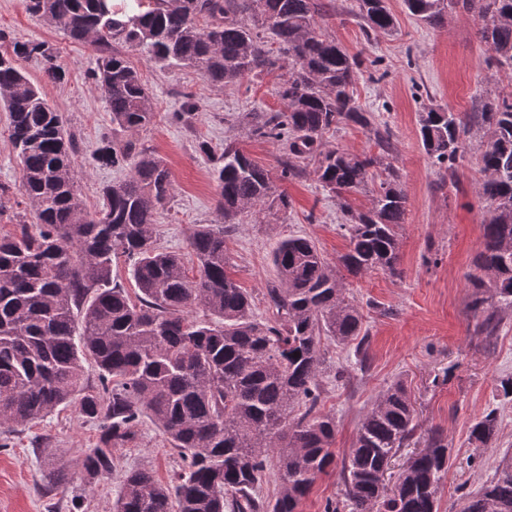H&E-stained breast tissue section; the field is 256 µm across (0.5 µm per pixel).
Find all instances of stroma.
<instances>
[{"mask_svg":"<svg viewBox=\"0 0 512 512\" xmlns=\"http://www.w3.org/2000/svg\"><path fill=\"white\" fill-rule=\"evenodd\" d=\"M328 2L321 26L363 61L357 101L388 128V159L399 172L408 203L399 231L400 276L374 271L344 278L364 316L367 359L357 363L353 347L325 343L320 409L335 417V448L344 453L364 412L388 385L403 381L425 427L438 429L451 450L439 505L440 512H457L464 493L477 492L502 460L512 459V399L499 391L500 379L512 376V312L500 313L497 331L488 338L477 332L468 310L469 276L490 211L478 193L481 139L471 136L454 177L445 178L421 146L418 114L436 106L472 112L480 97L512 85V78L488 65L491 51L477 37L484 24L477 14L457 12L444 23L429 25L407 15L401 0H389L398 33L369 41L352 12L353 0ZM0 30L56 49L66 71L64 84L43 82L37 60L23 61L22 68L41 84L76 135L79 150L72 165L78 191L88 211L98 210L101 187L124 180L129 171L100 165L94 156L112 136L111 114L90 77L94 54L27 13L21 0H0ZM126 55L140 71L155 110L153 123L134 138L164 159L173 182L172 198L158 217L159 246L179 253L187 270H194L192 231L199 224L223 221L211 178L213 160L204 148H222L233 137L279 178L291 202L288 211L260 214L225 235L239 284L261 294L276 278L272 249L290 235L314 239L328 262L338 265L348 240L339 229L336 197L323 190L310 169L303 177L280 179L284 146L255 139L244 126L245 113L284 110L276 76L221 86L191 67L162 69L140 51L130 49ZM185 92L197 110L181 119L177 112ZM342 367L347 375L340 379L336 371ZM491 410L498 417V436L489 446L474 447L469 427ZM139 431L138 439L115 451L121 469L146 468L169 482L180 462L176 449L150 420H142ZM100 433L99 423L69 407L26 426L0 427V512H112L118 477L93 480L82 466L85 449L97 443ZM52 463L62 468V483L50 484Z\"/></svg>","mask_w":512,"mask_h":512,"instance_id":"35a3bbf8","label":"stroma"}]
</instances>
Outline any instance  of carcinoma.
<instances>
[{"label": "carcinoma", "mask_w": 512, "mask_h": 512, "mask_svg": "<svg viewBox=\"0 0 512 512\" xmlns=\"http://www.w3.org/2000/svg\"><path fill=\"white\" fill-rule=\"evenodd\" d=\"M25 10L63 29L95 54L91 78L101 90L112 129L135 131L155 115L141 74L116 50L138 49L164 67L192 66L209 82L235 84L288 69L278 94L282 112H251L248 134L286 146L281 178L317 162L324 190L340 198L367 187L372 155L328 147L323 135L353 123L386 138L372 113L356 101L361 61L327 36L318 20L323 0H23ZM408 12L439 24L459 8L484 20L479 41L492 64L512 72V0H404ZM369 39L389 35L395 17L386 0H356ZM0 51V101L9 112V139L20 165L18 193L35 218L0 234V427L27 425L74 406L101 424L84 451L92 479L112 475V449L138 437L149 415L178 450L182 464L168 484L147 469L122 475L114 512H300L317 479L335 463L336 422L320 411L322 338L349 344L363 316L316 244L306 236L278 241L277 280L262 293L273 320L255 313V297L233 277L224 227L199 224L189 245L196 273L182 257L157 246V214L171 199L169 169L132 140H106L95 151L108 167L130 176L101 188L91 213L77 193L71 167L76 150L58 112L22 69L36 58L50 83L66 72L52 46L7 39ZM483 132L478 191L491 205L469 276V305L478 330L494 335L502 309L512 310V90L482 100L463 117L444 108L419 113L423 149L436 164L464 158L472 130ZM224 223L246 213L288 210V195L239 146L224 140L213 169ZM407 196L398 172L385 167L366 211L340 204L348 238L342 266L357 277L398 275L399 228ZM129 262L131 293L113 276ZM299 356H294V353ZM99 371L89 385L86 364ZM422 422L407 387L383 390L360 420L341 461L342 488L324 512H439V491L451 452L441 433L426 430L422 449L403 465L394 488L385 475L395 451ZM498 436L495 411L470 427L469 440L486 447ZM277 457L280 492L259 495L270 456ZM460 512H512V462L463 499Z\"/></svg>", "instance_id": "carcinoma-1"}]
</instances>
